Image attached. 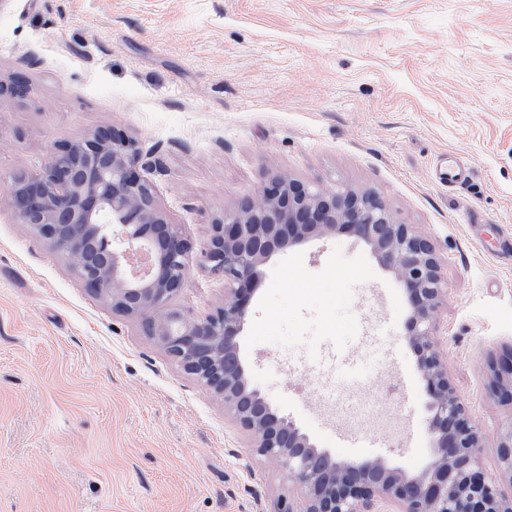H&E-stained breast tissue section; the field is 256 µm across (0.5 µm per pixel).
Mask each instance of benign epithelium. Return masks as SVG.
Instances as JSON below:
<instances>
[{"mask_svg":"<svg viewBox=\"0 0 512 512\" xmlns=\"http://www.w3.org/2000/svg\"><path fill=\"white\" fill-rule=\"evenodd\" d=\"M25 96L24 82L0 80V98ZM141 166L134 140L100 128L55 145L39 169L15 176L6 186L8 206L71 260L113 311L139 320L185 373L224 402L256 453L278 462L304 490L302 510L284 501L277 512H378L384 499L398 503L399 512H512V499L501 497L478 469V430L432 339L443 288L440 259L426 238L397 223L372 193L271 174L257 196L212 223L206 260L224 274V306L196 317L171 305L185 287L188 245L139 175ZM342 233L366 244L408 297V341L430 397L434 448L413 472L380 459L339 460L317 448L248 378L239 337L260 267L281 251ZM490 371V394L512 402V355L491 363ZM497 456L512 478V423L499 434Z\"/></svg>","mask_w":512,"mask_h":512,"instance_id":"1","label":"benign epithelium"}]
</instances>
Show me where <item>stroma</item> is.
Listing matches in <instances>:
<instances>
[{"label": "stroma", "instance_id": "obj_1", "mask_svg": "<svg viewBox=\"0 0 512 512\" xmlns=\"http://www.w3.org/2000/svg\"><path fill=\"white\" fill-rule=\"evenodd\" d=\"M0 189L103 126L190 243L174 306L224 304L210 224L268 174L375 193L441 259L433 339L497 458L512 403V0H0ZM458 161L468 180L439 170ZM240 346L278 412L341 460L432 454L403 288L345 234L275 256ZM304 491L132 318L0 204V512H276ZM489 392L495 397H505L512 403V352L511 355L490 365Z\"/></svg>", "mask_w": 512, "mask_h": 512}]
</instances>
